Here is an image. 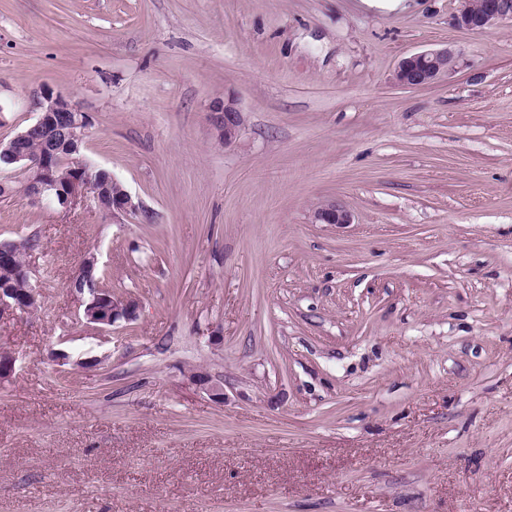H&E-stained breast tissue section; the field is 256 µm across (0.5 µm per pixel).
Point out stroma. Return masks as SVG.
<instances>
[{
  "label": "stroma",
  "instance_id": "1",
  "mask_svg": "<svg viewBox=\"0 0 512 512\" xmlns=\"http://www.w3.org/2000/svg\"><path fill=\"white\" fill-rule=\"evenodd\" d=\"M457 7L0 0V140L67 96L140 204L37 202L0 167L41 288L0 319V512H512V21ZM445 47L453 75L394 82ZM329 200L352 223H316ZM90 252L135 320L78 318ZM454 23L469 31L484 32L512 20V0H458ZM458 61L459 55L448 47L412 54L398 62L394 80L405 88L428 86L456 72ZM208 112H210V121L220 139L224 141V145L232 146L240 135L242 125V111L237 99L234 97L215 99L209 105ZM190 379L192 384L205 392L211 399L217 402L224 401V386L221 381L215 380L201 371H195Z\"/></svg>",
  "mask_w": 512,
  "mask_h": 512
}]
</instances>
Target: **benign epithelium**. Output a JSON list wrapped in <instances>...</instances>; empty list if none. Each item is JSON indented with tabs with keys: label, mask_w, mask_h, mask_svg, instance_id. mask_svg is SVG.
<instances>
[{
	"label": "benign epithelium",
	"mask_w": 512,
	"mask_h": 512,
	"mask_svg": "<svg viewBox=\"0 0 512 512\" xmlns=\"http://www.w3.org/2000/svg\"><path fill=\"white\" fill-rule=\"evenodd\" d=\"M458 3L454 23L469 31L484 32L505 20H512V0H458ZM458 61L459 55L448 47L412 54L398 62L394 80L396 84L405 88L428 86L456 72ZM37 107L40 116L33 125L8 142H0V157H6L9 163L19 166L24 172V191L27 195L36 200L55 196L61 206L68 208L87 197L90 193L89 183L74 180L65 191L57 185L52 141L59 132L70 140L82 141L88 125V115L70 98L51 91L41 94V98L37 100ZM208 112L214 129L224 141V146H232L240 135L242 125L241 109L237 99H215L209 105ZM34 130L47 132L45 149L37 155L30 154L21 146V141ZM138 210L140 205L134 202L124 187H119L118 191L112 194V212L127 214ZM314 219L323 224L352 223L350 211L339 201L320 204L314 211ZM40 296V289L32 283L22 295L12 288L0 287V318L18 311L30 310L39 302ZM100 303L102 299L97 295L89 299L79 297V307L82 308L83 318L88 323L108 328L120 319L132 321L137 317L139 302L131 296H117L104 309L100 307ZM15 371V356L1 350L0 381L10 379ZM191 381L211 399L217 402L224 401V386L221 381L201 371L194 372Z\"/></svg>",
	"instance_id": "7a95c632"
}]
</instances>
